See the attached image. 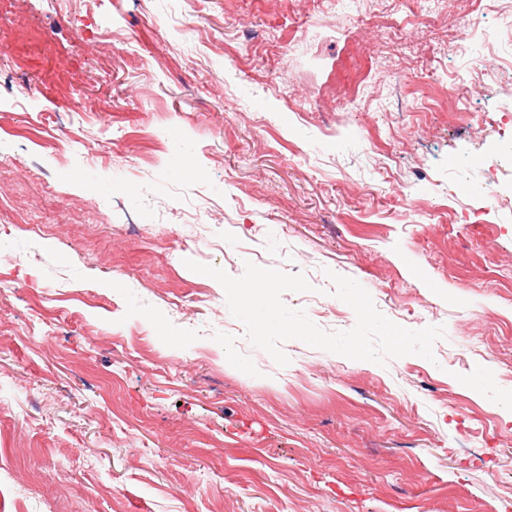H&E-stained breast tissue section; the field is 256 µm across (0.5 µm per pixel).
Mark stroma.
Wrapping results in <instances>:
<instances>
[{
	"mask_svg": "<svg viewBox=\"0 0 512 512\" xmlns=\"http://www.w3.org/2000/svg\"><path fill=\"white\" fill-rule=\"evenodd\" d=\"M510 395L512 0H0V512H512Z\"/></svg>",
	"mask_w": 512,
	"mask_h": 512,
	"instance_id": "1",
	"label": "stroma"
}]
</instances>
